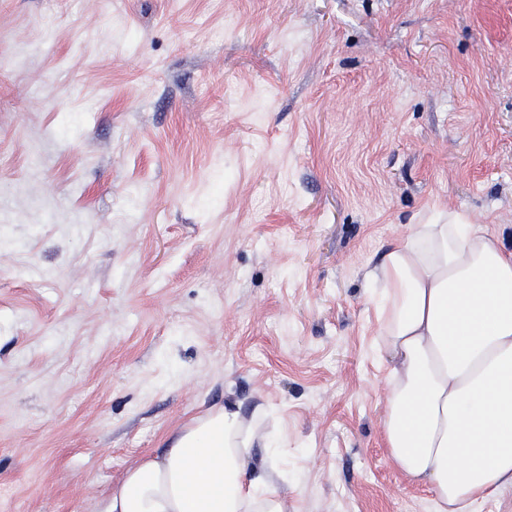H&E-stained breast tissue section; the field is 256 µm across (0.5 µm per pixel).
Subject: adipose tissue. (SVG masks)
Wrapping results in <instances>:
<instances>
[{"mask_svg": "<svg viewBox=\"0 0 512 512\" xmlns=\"http://www.w3.org/2000/svg\"><path fill=\"white\" fill-rule=\"evenodd\" d=\"M384 363L381 430L435 512H477L512 490V248L496 224L444 213L409 225L366 265ZM267 408L226 403L139 459L103 512H288Z\"/></svg>", "mask_w": 512, "mask_h": 512, "instance_id": "ef3b65f1", "label": "adipose tissue"}]
</instances>
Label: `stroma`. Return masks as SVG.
I'll list each match as a JSON object with an SVG mask.
<instances>
[{
	"label": "stroma",
	"mask_w": 512,
	"mask_h": 512,
	"mask_svg": "<svg viewBox=\"0 0 512 512\" xmlns=\"http://www.w3.org/2000/svg\"><path fill=\"white\" fill-rule=\"evenodd\" d=\"M511 48L512 0H0V512H101L227 400L299 512H433L363 268L512 242Z\"/></svg>",
	"instance_id": "obj_1"
}]
</instances>
